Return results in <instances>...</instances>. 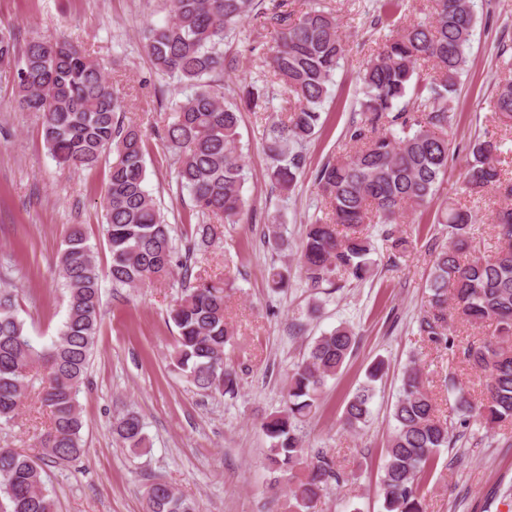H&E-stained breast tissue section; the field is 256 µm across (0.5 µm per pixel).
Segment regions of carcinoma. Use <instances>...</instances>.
<instances>
[{
  "label": "carcinoma",
  "mask_w": 512,
  "mask_h": 512,
  "mask_svg": "<svg viewBox=\"0 0 512 512\" xmlns=\"http://www.w3.org/2000/svg\"><path fill=\"white\" fill-rule=\"evenodd\" d=\"M165 20L142 31L146 53L159 76L177 77L189 88L171 104L159 137L175 164L176 181L187 190L196 219L193 244L179 256L174 226L167 223L146 185V135L121 117L123 99L103 63L65 37L33 39L18 47L11 30L0 28V67L10 71L15 107L42 118L48 153L63 169H92L112 157L100 207L111 255L112 284L141 288L164 281L188 265L194 251L209 246L220 225L237 224L245 213V164L239 151L242 111L258 112L270 102L266 87L246 84L232 101L224 96V73L237 59L224 53V41L249 19L259 0H162ZM429 18L392 31L377 43L362 74L360 118L343 135L344 154L322 165L315 183L329 217L307 225L297 248L308 287L317 291L336 275L364 282L375 275L376 248L365 224H397L408 211H424L439 197L448 164L451 102L467 63L475 14L473 0H433ZM288 0H272L266 13L274 45L266 65L271 83L289 97L286 112L266 130L264 149L271 179L290 190L305 159L294 150L316 133L321 106L344 52L337 17L311 8L296 16ZM429 64L430 82H419L418 67ZM413 93L417 110L400 101ZM497 118L512 124V70L499 78L492 105ZM502 139L488 137L470 146L471 159L460 191H495L512 198L504 181ZM436 223L448 241L434 246L427 280V310L418 335L438 349L454 351L453 325L461 319L492 332L463 350L464 359L483 375L481 397L457 389L459 426L476 419L493 437L512 420V204L492 219L495 246L486 254L474 244V216L443 201ZM343 226L338 230L337 226ZM67 292L66 320L51 343L39 347L19 317L13 290L0 288V420L18 416L31 394L49 411L40 438L46 457L69 464L84 452L79 395L94 355L100 320V276L93 248L79 224L70 227L58 259ZM269 286L288 287V271L268 270ZM226 286L200 274L169 309L176 329L175 370L203 392L234 396L239 372L226 360L234 331L226 316ZM357 342L349 326L322 333L308 345L288 376L281 410L261 428L270 439L267 466L288 482L285 512H314L321 496L342 478L336 462L321 450L308 455L298 425L314 413L328 380L336 377ZM387 365L375 360L366 380L346 401L340 425L355 431L367 422L375 383ZM391 433L379 474L384 512H424L423 487L440 449L459 439L425 389L416 356L402 370L391 410ZM113 433L122 447L138 454L144 423L135 412L115 419ZM43 466L11 448L0 447V496L5 512H55L44 488ZM147 512H201L197 501L165 482L146 492Z\"/></svg>",
  "instance_id": "1"
}]
</instances>
